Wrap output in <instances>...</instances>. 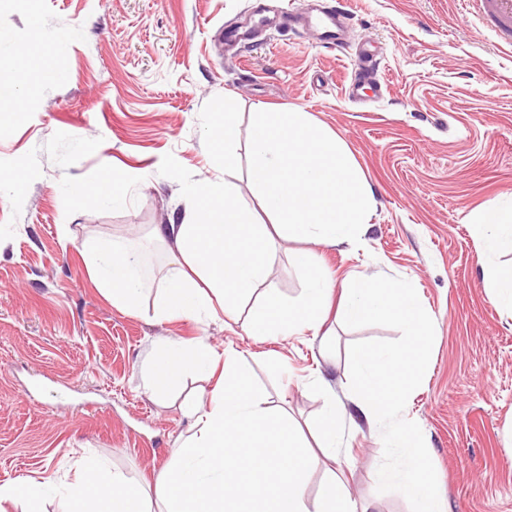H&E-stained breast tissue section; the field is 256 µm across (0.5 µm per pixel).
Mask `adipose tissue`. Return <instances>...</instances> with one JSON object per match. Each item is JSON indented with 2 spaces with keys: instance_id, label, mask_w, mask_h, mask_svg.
<instances>
[{
  "instance_id": "obj_1",
  "label": "adipose tissue",
  "mask_w": 512,
  "mask_h": 512,
  "mask_svg": "<svg viewBox=\"0 0 512 512\" xmlns=\"http://www.w3.org/2000/svg\"><path fill=\"white\" fill-rule=\"evenodd\" d=\"M252 175L271 225L257 221L227 183L196 189L180 222L158 224L155 238L173 242L176 273L166 279L154 310L157 320L232 314L240 299L264 281L273 263L272 231L329 247L349 244L365 231L371 190L343 143L295 110L261 112L252 141ZM474 232L484 254L512 253V203L480 212ZM86 264L113 304L133 310L145 293L140 256L131 242L89 249ZM294 306L265 297L249 321L256 337L319 336L335 284L318 271ZM145 491L98 465L85 469L65 499L69 512H144Z\"/></svg>"
}]
</instances>
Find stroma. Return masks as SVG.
Wrapping results in <instances>:
<instances>
[{"instance_id":"35a3bbf8","label":"stroma","mask_w":512,"mask_h":512,"mask_svg":"<svg viewBox=\"0 0 512 512\" xmlns=\"http://www.w3.org/2000/svg\"><path fill=\"white\" fill-rule=\"evenodd\" d=\"M312 0H38L50 53L27 57L24 0H0V55H23V112L0 114V484L44 481L41 512H62L87 460L154 492L190 434L183 409L218 376L187 379L158 401L146 364L161 339H204L247 361L268 406L311 433L326 398L349 390V346L394 340L396 329L346 327L330 311L327 349L310 335L248 334L253 301L299 302L302 256L318 254L335 281L382 274L408 280L436 336L422 384L403 416L421 428L446 512H512V313L485 286L473 216L512 201V51L481 30L461 0H344L352 15L342 48L283 30L226 46L225 25L257 4L280 12ZM381 61L380 92L352 97L344 80L359 46ZM51 67L61 82L41 80ZM297 109L337 134L371 189L360 240L320 247L275 238L271 273L235 318L156 321L172 269L169 244L150 229L182 218L207 180L227 181L250 207L255 114ZM237 115L238 163L225 171L212 133ZM123 175L120 204L98 191L105 170ZM81 183L96 192L73 197ZM127 239L159 249L137 312L113 306L92 280L85 249ZM378 425L348 418L335 458L320 454L307 495L329 474L358 507L411 512L377 490Z\"/></svg>"}]
</instances>
